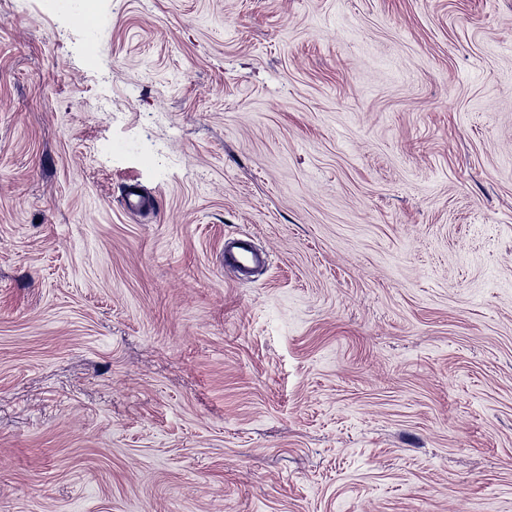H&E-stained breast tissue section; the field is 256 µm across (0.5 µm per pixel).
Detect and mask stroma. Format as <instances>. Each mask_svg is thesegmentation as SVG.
Returning a JSON list of instances; mask_svg holds the SVG:
<instances>
[{"mask_svg": "<svg viewBox=\"0 0 512 512\" xmlns=\"http://www.w3.org/2000/svg\"><path fill=\"white\" fill-rule=\"evenodd\" d=\"M99 13L0 0V512H512V0ZM267 261V254L258 250L248 236L240 235L224 242V266L241 277H250Z\"/></svg>", "mask_w": 512, "mask_h": 512, "instance_id": "35a3bbf8", "label": "stroma"}]
</instances>
